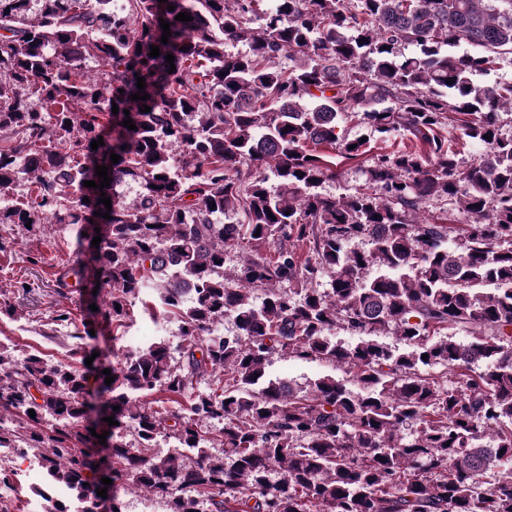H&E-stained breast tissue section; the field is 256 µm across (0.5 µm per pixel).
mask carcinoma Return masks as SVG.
<instances>
[{
    "mask_svg": "<svg viewBox=\"0 0 512 512\" xmlns=\"http://www.w3.org/2000/svg\"><path fill=\"white\" fill-rule=\"evenodd\" d=\"M111 2L0 0V223L74 226L72 271L98 306L87 316L116 337L152 288L181 341L100 364L114 377L100 417L117 421L107 487L83 448L85 372L0 342V450H38L82 512L117 483L168 512H512V137L500 129L512 83L475 79L512 61V0H124L116 14ZM91 59L105 67L96 78ZM359 108L371 133L409 132L427 153L376 154L365 188L324 195L334 172L307 145L366 153L339 131ZM452 125L486 153L461 166L440 134ZM103 165L110 186H84ZM22 174L34 189L12 199ZM123 182L139 185L131 205ZM103 195L108 219L95 216ZM428 200L456 203L462 221L421 220ZM358 239L370 248L346 250ZM230 248L245 253L236 288ZM226 317L236 334L213 335ZM389 331L404 350L379 342ZM67 338L85 364L92 336ZM275 355L343 366L361 391L332 374L298 389L271 376ZM158 390L188 411L138 402ZM165 431L188 460L151 451Z\"/></svg>",
    "mask_w": 512,
    "mask_h": 512,
    "instance_id": "carcinoma-1",
    "label": "carcinoma"
}]
</instances>
